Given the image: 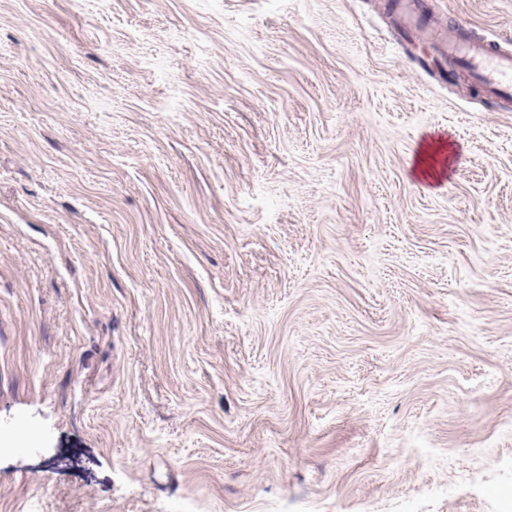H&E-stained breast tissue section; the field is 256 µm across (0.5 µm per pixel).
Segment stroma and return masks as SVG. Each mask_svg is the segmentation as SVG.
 Listing matches in <instances>:
<instances>
[{
    "label": "stroma",
    "mask_w": 512,
    "mask_h": 512,
    "mask_svg": "<svg viewBox=\"0 0 512 512\" xmlns=\"http://www.w3.org/2000/svg\"><path fill=\"white\" fill-rule=\"evenodd\" d=\"M387 3L0 0V512H512V111ZM448 144L447 141L442 137H439L437 140H432L431 143L426 144L425 146H421L417 152L416 163L413 167V174L417 177H433L438 179L443 177L446 173L447 160L449 156H445L441 161V167L438 171L432 162H436V157L439 154H443L447 151Z\"/></svg>",
    "instance_id": "stroma-1"
}]
</instances>
